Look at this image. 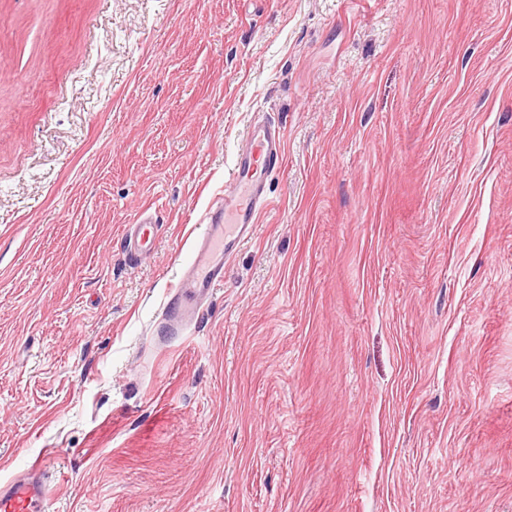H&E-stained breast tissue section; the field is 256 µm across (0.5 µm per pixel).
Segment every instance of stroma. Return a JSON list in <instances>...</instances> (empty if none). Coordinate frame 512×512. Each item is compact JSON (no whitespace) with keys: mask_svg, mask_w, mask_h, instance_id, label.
Wrapping results in <instances>:
<instances>
[{"mask_svg":"<svg viewBox=\"0 0 512 512\" xmlns=\"http://www.w3.org/2000/svg\"><path fill=\"white\" fill-rule=\"evenodd\" d=\"M260 122L256 233L158 336ZM34 463L48 512H512V0H0V480ZM134 223L124 226L127 246L133 255H148L156 246L161 226L148 210L138 212Z\"/></svg>","mask_w":512,"mask_h":512,"instance_id":"stroma-1","label":"stroma"}]
</instances>
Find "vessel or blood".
I'll list each match as a JSON object with an SVG mask.
<instances>
[{
    "mask_svg": "<svg viewBox=\"0 0 512 512\" xmlns=\"http://www.w3.org/2000/svg\"><path fill=\"white\" fill-rule=\"evenodd\" d=\"M284 158L285 139L279 126L267 123L250 128L235 154L224 196L206 212L192 256L168 300L161 323L165 334L180 335L194 321L199 306L223 286L224 267L253 238L267 205L268 184ZM159 229L152 213L138 212L134 223L124 227L130 252L150 254ZM48 502V476L41 466L0 481V512H47Z\"/></svg>",
    "mask_w": 512,
    "mask_h": 512,
    "instance_id": "1",
    "label": "vessel or blood"
}]
</instances>
